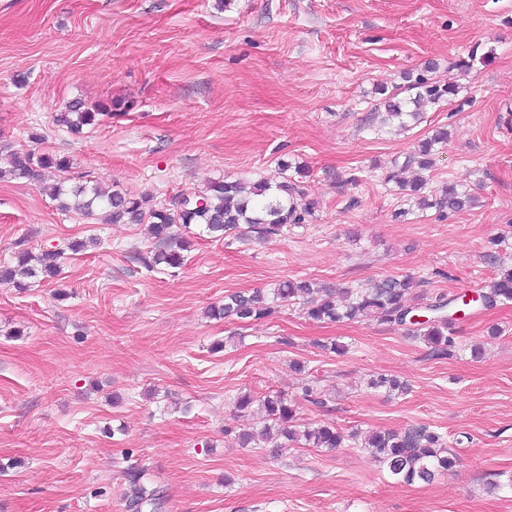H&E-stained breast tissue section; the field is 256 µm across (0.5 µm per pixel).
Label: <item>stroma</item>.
Segmentation results:
<instances>
[{
	"label": "stroma",
	"mask_w": 512,
	"mask_h": 512,
	"mask_svg": "<svg viewBox=\"0 0 512 512\" xmlns=\"http://www.w3.org/2000/svg\"><path fill=\"white\" fill-rule=\"evenodd\" d=\"M472 52L488 62L460 75ZM430 62L458 95L377 132L380 88L403 92ZM75 99L126 109L75 135L54 121ZM440 126L430 184L475 197L444 217L385 180ZM0 147L69 157L156 204L285 162L316 204L286 235L197 239L181 268L150 272L144 225L96 224L38 183L0 181V262L65 251L54 279L0 284V512H128L133 468L160 491L143 512H512V304L454 318L444 358L403 327L316 323L297 303L240 325L206 315L285 279L409 275L419 307L488 292L512 263V0H0ZM73 240L87 249L67 251ZM378 373L408 393L369 388ZM248 391L284 393L302 423L352 439L240 447L224 430L253 427L234 406ZM417 425L458 462L409 486L358 437Z\"/></svg>",
	"instance_id": "35a3bbf8"
}]
</instances>
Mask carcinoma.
Segmentation results:
<instances>
[{"label": "carcinoma", "mask_w": 512, "mask_h": 512, "mask_svg": "<svg viewBox=\"0 0 512 512\" xmlns=\"http://www.w3.org/2000/svg\"><path fill=\"white\" fill-rule=\"evenodd\" d=\"M412 94L400 98L395 94L381 102L382 123L406 128L418 122L426 108L458 94L459 86L452 83L429 81L418 77L408 86ZM119 103L87 105L76 99L55 118L57 125L72 133L93 126L101 117L112 115ZM448 141V131L439 128L417 142L401 168L430 170L436 157ZM8 166L0 168V179H26L42 182L43 172L54 169L66 177L44 187L49 197L63 211H73L86 217L98 216L106 224L148 223L154 249L139 255V261L148 270L158 267L179 268L183 265L182 252L190 248L191 236L204 234L216 240L232 234L244 237L251 233L259 239L280 236L307 222L314 204L304 200V193L288 180V164H281V181L272 183L261 179L250 183L242 179H214L206 182L204 190L190 196V201L153 205L147 197H136L119 190H105L86 176L71 174L72 163L65 156L35 153L24 149L9 150ZM386 179L397 184L425 208L439 212L458 213L472 207L474 197L461 184L446 182L431 190L427 180L419 177L404 181L390 173ZM63 250L46 249L38 253L21 250L14 261L0 266V282L16 288H25L29 280L53 278L58 273V259ZM413 280L408 276H391L372 280L357 287L348 286L337 291L317 285L309 279L281 281L271 290L252 293L233 292L224 296V304L213 306L207 314L214 318H233L247 323L269 316L272 304H290L302 301L308 319L318 323L345 321H376L379 323L410 325L409 335L422 339L439 356H451L454 341L448 336V317L445 308L454 302L441 294L429 305L434 314L423 321L412 322L408 315L413 309L407 299ZM487 306L512 302V266L499 268L488 293L482 295ZM374 389L403 393L406 385L385 374L370 379ZM239 411L257 408L262 420L261 436L276 442V447L302 446L320 448L327 452L345 446L355 434H345L330 425L305 426L297 424L296 402L280 392H266L255 397L244 393L235 400ZM362 447L374 461L382 465L397 482L431 484L437 476L454 469L457 457L442 437L426 425L404 430H373L364 435ZM159 490L147 481L146 473L137 470L129 474L128 506L135 512L152 505Z\"/></svg>", "instance_id": "cac0c4a2"}]
</instances>
